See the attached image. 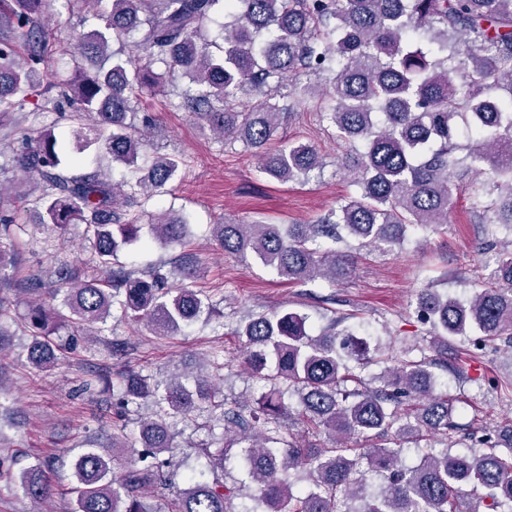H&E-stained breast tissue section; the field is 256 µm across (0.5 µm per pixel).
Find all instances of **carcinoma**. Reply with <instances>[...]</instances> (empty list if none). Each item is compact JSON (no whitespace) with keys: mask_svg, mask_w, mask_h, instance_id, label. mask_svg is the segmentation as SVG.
Returning a JSON list of instances; mask_svg holds the SVG:
<instances>
[{"mask_svg":"<svg viewBox=\"0 0 512 512\" xmlns=\"http://www.w3.org/2000/svg\"><path fill=\"white\" fill-rule=\"evenodd\" d=\"M95 24L80 33L73 73L53 95L44 83L51 58L46 15L53 0H0V120L34 97L32 115L72 106L67 140L53 126L25 136L15 151L17 167L42 187L27 199L40 224L65 237L85 225V276L60 265L55 287L40 274L15 293L6 272L26 264L16 218L0 213V373L12 338L29 336L28 364L54 369L61 329L92 332L113 308L156 336H172L201 314L215 311L211 296L195 283L204 278L193 253L173 266L137 272L116 265L118 254L138 239L147 219L154 241L184 245L186 219L149 212L145 204L166 195L181 158L154 150L149 116L135 122L140 93L162 92L181 73L188 85L175 107L191 113L218 140H240L254 150L258 170L281 183L307 179L323 168L311 143L277 140L278 99L296 105L325 97L320 116L349 146L338 163L356 193L317 224H214L211 236L224 254H252L288 282L317 281L334 287L354 270L355 257L340 248L352 237L383 253L404 246L412 227L448 223L453 189L482 176L474 208L487 224L512 236V0H90ZM224 7L223 43L209 39L214 13ZM134 43L144 57L134 62L112 50ZM330 83L321 90L318 81ZM254 102L236 110L240 94ZM473 144L460 155L459 122ZM91 149H103L127 167L116 183L94 169L66 170ZM414 313L429 326V348L448 354V342L478 335L487 345L512 337V239L495 253L487 281L466 299L432 288L417 294ZM245 339L242 363L269 384L253 406L215 400L209 372L163 385L143 370L114 376L98 371L83 388L102 385L116 416L151 407L139 441L140 457L123 435L112 447L129 460L114 475L115 455L87 448L71 463L70 512H157L152 498L172 484V422L193 420L207 404L222 438L202 443L205 464L186 473V488L167 512H512V425L502 430H463L452 420L448 398L435 395L431 359L382 357L380 346L350 331L313 335L307 316L284 309L251 314L238 326ZM384 364L383 386L363 385L359 372ZM354 383L348 388L346 383ZM297 395L292 405L290 395ZM296 416L307 430L327 438L312 447L289 432ZM463 433L469 450L435 452L434 439ZM256 493L252 505L234 504L238 493L215 476L228 460L227 441ZM422 453L420 463L401 462L402 444ZM16 456L0 453V472H16L23 494L38 508L52 486L48 466L14 470ZM214 474L208 479L207 474ZM306 474L309 487L294 491Z\"/></svg>","mask_w":512,"mask_h":512,"instance_id":"carcinoma-1","label":"carcinoma"}]
</instances>
